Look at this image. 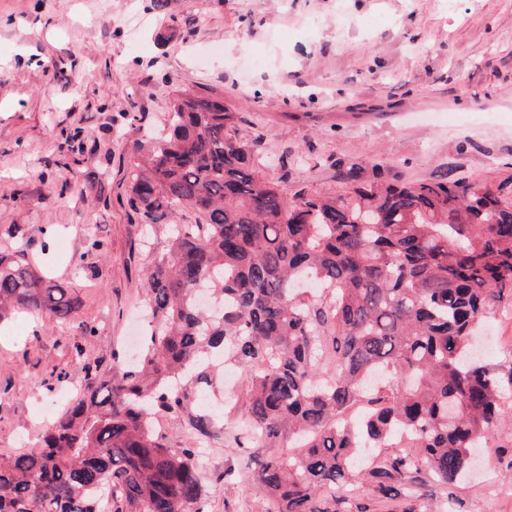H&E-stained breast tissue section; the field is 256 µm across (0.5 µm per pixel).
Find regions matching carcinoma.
Masks as SVG:
<instances>
[{
    "instance_id": "carcinoma-1",
    "label": "carcinoma",
    "mask_w": 512,
    "mask_h": 512,
    "mask_svg": "<svg viewBox=\"0 0 512 512\" xmlns=\"http://www.w3.org/2000/svg\"><path fill=\"white\" fill-rule=\"evenodd\" d=\"M232 118L220 98L181 91L166 134L135 146L127 205L167 239L141 284L150 331L137 362L113 358L37 447L0 459V512H105L106 487L110 512H189L210 418L194 416L198 440L176 451L152 420L181 414L177 379L207 381L225 352L248 383L250 440L299 448L258 464L277 512H335L316 499L356 479L390 497L453 488L512 421V364L504 379L468 355L473 323L512 298V195L447 173L362 181L355 162L337 163L343 195L290 194L253 169L258 144L226 135ZM185 210L195 223L177 222ZM79 305L77 289L0 253V320L61 328ZM360 405L359 421L340 420ZM363 448L391 452L363 467Z\"/></svg>"
}]
</instances>
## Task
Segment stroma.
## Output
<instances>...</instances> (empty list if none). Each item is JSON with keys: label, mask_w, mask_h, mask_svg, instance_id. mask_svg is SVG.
<instances>
[{"label": "stroma", "mask_w": 512, "mask_h": 512, "mask_svg": "<svg viewBox=\"0 0 512 512\" xmlns=\"http://www.w3.org/2000/svg\"><path fill=\"white\" fill-rule=\"evenodd\" d=\"M223 97L229 136L259 141L256 171L289 191L336 195V164L365 180L455 177L512 191V0H0V247L77 288L62 330L19 314L0 325V456L42 429L114 358L136 354L147 302L139 282L166 243L129 211L133 146L159 133L175 91ZM101 241L98 250L90 240ZM478 355L512 364V303L479 324ZM188 412L157 416L167 447L190 445L207 398L212 437L203 512H270L246 381L232 359L186 382ZM454 488L386 499L366 481L363 512H512V425Z\"/></svg>", "instance_id": "obj_1"}]
</instances>
